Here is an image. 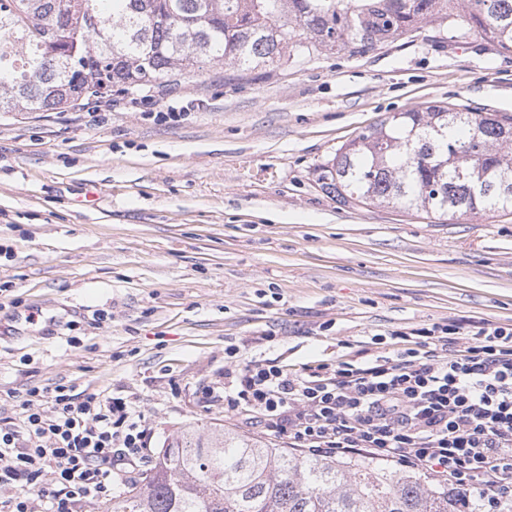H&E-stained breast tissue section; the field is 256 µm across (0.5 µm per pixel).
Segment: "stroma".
I'll return each mask as SVG.
<instances>
[{"instance_id":"1","label":"stroma","mask_w":512,"mask_h":512,"mask_svg":"<svg viewBox=\"0 0 512 512\" xmlns=\"http://www.w3.org/2000/svg\"><path fill=\"white\" fill-rule=\"evenodd\" d=\"M434 102L512 115V53L424 22L363 56L205 63L0 112V318L39 312L0 335V420L64 383L131 401L156 449L186 423L284 448L205 397L225 368H332L375 335L512 324L511 212L443 222L318 180L358 133Z\"/></svg>"}]
</instances>
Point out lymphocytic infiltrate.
I'll return each mask as SVG.
<instances>
[{
  "instance_id": "obj_1",
  "label": "lymphocytic infiltrate",
  "mask_w": 512,
  "mask_h": 512,
  "mask_svg": "<svg viewBox=\"0 0 512 512\" xmlns=\"http://www.w3.org/2000/svg\"><path fill=\"white\" fill-rule=\"evenodd\" d=\"M402 334V347L327 373L251 361L225 369L224 408L313 454L433 473L488 506L512 498V324ZM50 400L53 413L42 408ZM151 429L120 397L31 390L0 427V512H84L150 455Z\"/></svg>"
}]
</instances>
